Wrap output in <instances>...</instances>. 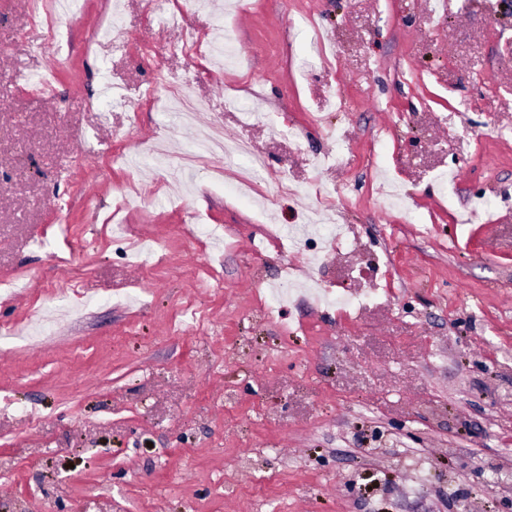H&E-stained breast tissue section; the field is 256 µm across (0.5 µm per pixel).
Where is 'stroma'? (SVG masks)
Here are the masks:
<instances>
[{
    "label": "stroma",
    "instance_id": "1",
    "mask_svg": "<svg viewBox=\"0 0 512 512\" xmlns=\"http://www.w3.org/2000/svg\"><path fill=\"white\" fill-rule=\"evenodd\" d=\"M220 2L0 0V512H512V0ZM203 151L208 153H223L224 165L230 164L237 157H248L249 166L239 178L240 184L253 186V178L266 168L265 160L252 154L249 145L245 142L228 143L224 141V133L220 127L213 126L203 142Z\"/></svg>",
    "mask_w": 512,
    "mask_h": 512
}]
</instances>
